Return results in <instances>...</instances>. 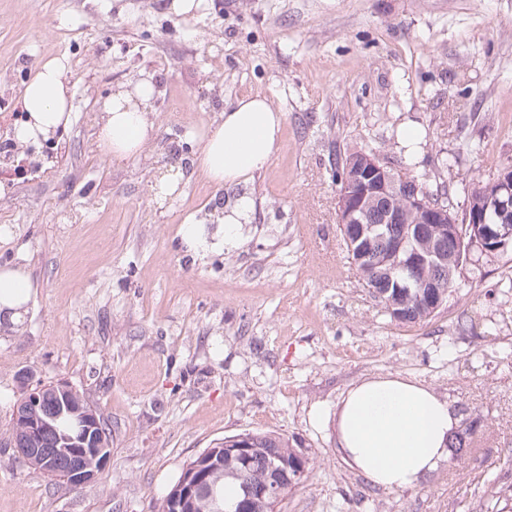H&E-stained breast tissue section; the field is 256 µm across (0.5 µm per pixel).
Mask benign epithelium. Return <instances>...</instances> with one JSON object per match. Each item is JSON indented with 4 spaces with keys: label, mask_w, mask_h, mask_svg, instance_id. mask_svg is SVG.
<instances>
[{
    "label": "benign epithelium",
    "mask_w": 512,
    "mask_h": 512,
    "mask_svg": "<svg viewBox=\"0 0 512 512\" xmlns=\"http://www.w3.org/2000/svg\"><path fill=\"white\" fill-rule=\"evenodd\" d=\"M346 183L355 192L342 188L336 199L337 223L341 224L345 239L354 247L379 236V225L369 221V209L378 198L388 201L383 223L401 224L403 207L396 201L399 185L395 171L380 161L375 154L365 155L352 162L346 170ZM493 200L501 223L492 228L482 214L471 219L474 241L484 253H496L512 244V169L502 171L494 182ZM408 206L418 213V223L411 225L409 234L392 244L393 262L390 272L400 273L399 288H425L429 301L440 303L433 277L437 269H451L458 256L461 233L456 222L448 216V208L416 194ZM55 398L53 412L44 411L46 394ZM15 427L9 434L6 447L27 462L37 457L45 436L53 438L54 446L67 456L79 459V465L70 473V485L78 488L95 480L103 463L97 459L105 451L100 431V414L76 388L55 383L29 387L14 410ZM224 454L241 465L248 461V448L241 436L226 439ZM273 477L264 485L243 487V499L224 502L217 492L200 478L184 482L172 496L176 512H244L250 501L265 499L277 504L282 500L281 483L302 481L305 473L294 461H279L271 465Z\"/></svg>",
    "instance_id": "obj_1"
}]
</instances>
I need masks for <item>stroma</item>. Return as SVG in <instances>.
Here are the masks:
<instances>
[{"label":"stroma","instance_id":"1","mask_svg":"<svg viewBox=\"0 0 512 512\" xmlns=\"http://www.w3.org/2000/svg\"><path fill=\"white\" fill-rule=\"evenodd\" d=\"M0 0V136L37 65L60 60L72 122L24 178L0 171V268L35 288L0 316V438L22 383L83 391L112 436L73 489L0 447V512H157L183 464L225 437L272 431L306 478L280 512H473L512 486V250L480 256L420 324L392 320L348 259L337 155L363 146L427 174L462 212L512 167V0ZM154 75L148 157L97 145L102 105ZM285 114L272 161L216 188L191 160L237 97ZM425 132L419 155L404 125ZM177 195L153 199L172 153ZM252 199L232 245L186 254L183 220ZM420 380L448 399L468 448L412 490L369 484L336 456L334 410L358 380Z\"/></svg>","mask_w":512,"mask_h":512}]
</instances>
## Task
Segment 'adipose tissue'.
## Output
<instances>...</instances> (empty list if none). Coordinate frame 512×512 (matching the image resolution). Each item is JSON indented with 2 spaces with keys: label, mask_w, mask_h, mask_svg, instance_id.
<instances>
[{
  "label": "adipose tissue",
  "mask_w": 512,
  "mask_h": 512,
  "mask_svg": "<svg viewBox=\"0 0 512 512\" xmlns=\"http://www.w3.org/2000/svg\"><path fill=\"white\" fill-rule=\"evenodd\" d=\"M155 94L152 78L134 91L113 94L103 107L99 139L118 158L142 154L153 138L154 124L145 105ZM26 121L14 136L22 142L49 139L68 127L72 118L70 86L64 65L43 63L21 98ZM284 115L258 95L239 98L209 126L194 163L220 187L247 180L272 160L280 141ZM251 199L236 200L228 212L207 219L188 216L182 241L188 250L206 253L235 238V227L248 223ZM218 225L208 237L204 223ZM27 273L0 268V313L19 315L32 295ZM446 398L429 385L398 374L376 375L349 387L336 404V453L341 461L372 486L406 490L427 474L448 464L450 441L458 427Z\"/></svg>",
  "instance_id": "adipose-tissue-1"
}]
</instances>
